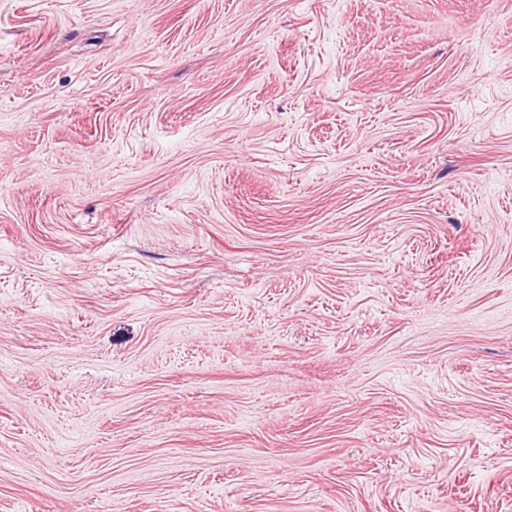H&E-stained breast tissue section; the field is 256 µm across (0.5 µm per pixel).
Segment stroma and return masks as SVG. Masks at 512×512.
Returning a JSON list of instances; mask_svg holds the SVG:
<instances>
[{"instance_id": "stroma-1", "label": "stroma", "mask_w": 512, "mask_h": 512, "mask_svg": "<svg viewBox=\"0 0 512 512\" xmlns=\"http://www.w3.org/2000/svg\"><path fill=\"white\" fill-rule=\"evenodd\" d=\"M0 512H512V0H0Z\"/></svg>"}]
</instances>
